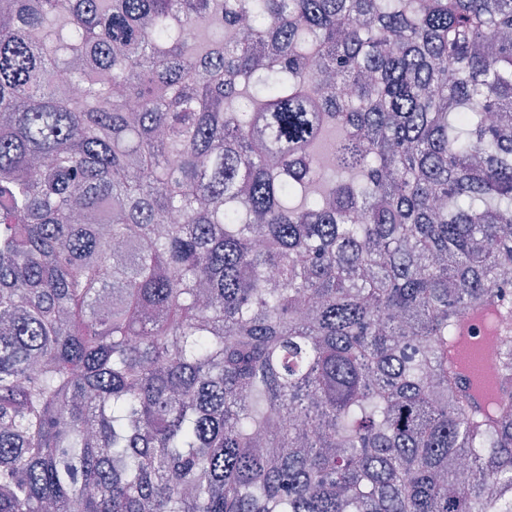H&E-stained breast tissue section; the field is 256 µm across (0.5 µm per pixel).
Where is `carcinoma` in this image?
<instances>
[{
    "label": "carcinoma",
    "mask_w": 512,
    "mask_h": 512,
    "mask_svg": "<svg viewBox=\"0 0 512 512\" xmlns=\"http://www.w3.org/2000/svg\"><path fill=\"white\" fill-rule=\"evenodd\" d=\"M511 268L512 0H0V512H512ZM489 317H494L497 323L498 311L495 305L467 309L460 319L456 341L448 345V365L457 373L460 384L469 395L472 403L481 408H485L483 403L484 393L479 389L473 390L467 377L482 380L481 375L484 371L490 375L492 372L490 359L496 367L497 349L491 348L489 359L488 347L490 342L468 345L466 341L468 336L475 335L480 323ZM459 366L467 377L461 372Z\"/></svg>",
    "instance_id": "1"
}]
</instances>
